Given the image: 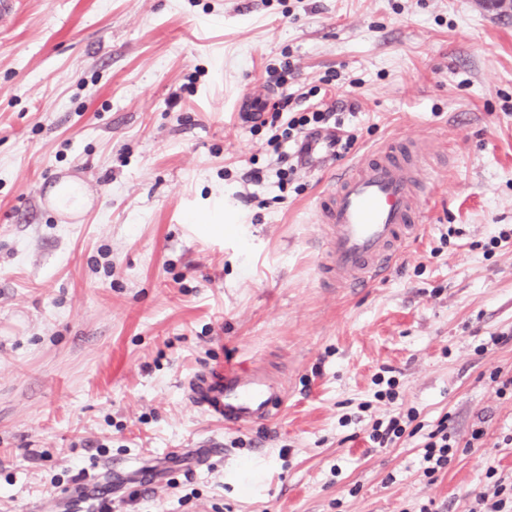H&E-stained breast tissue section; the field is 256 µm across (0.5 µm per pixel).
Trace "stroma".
<instances>
[{"label":"stroma","mask_w":512,"mask_h":512,"mask_svg":"<svg viewBox=\"0 0 512 512\" xmlns=\"http://www.w3.org/2000/svg\"><path fill=\"white\" fill-rule=\"evenodd\" d=\"M287 60L297 77L275 95L328 78L348 107L346 161L426 145V221L371 287L322 269L314 206L337 163L241 198L243 169L273 156L235 105ZM64 179L87 187L84 213L52 207ZM240 362L288 400L227 429L182 384ZM497 373L512 376L511 15L480 0H16L0 21V512H467L512 483ZM410 409L425 431L451 418L435 477L422 434L369 439ZM130 462L161 487L113 492L106 469Z\"/></svg>","instance_id":"obj_1"}]
</instances>
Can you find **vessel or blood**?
I'll return each instance as SVG.
<instances>
[{
  "instance_id": "1",
  "label": "vessel or blood",
  "mask_w": 512,
  "mask_h": 512,
  "mask_svg": "<svg viewBox=\"0 0 512 512\" xmlns=\"http://www.w3.org/2000/svg\"><path fill=\"white\" fill-rule=\"evenodd\" d=\"M243 119H257L265 96L238 100ZM424 146L394 140L337 171L316 203L318 223L328 229L325 264L340 288H365L391 269L401 244L424 219ZM189 405L228 428L262 424L285 407L283 383L257 366L206 368L183 384Z\"/></svg>"
}]
</instances>
